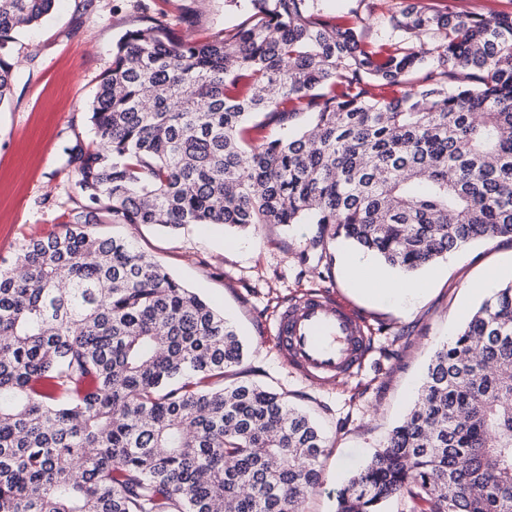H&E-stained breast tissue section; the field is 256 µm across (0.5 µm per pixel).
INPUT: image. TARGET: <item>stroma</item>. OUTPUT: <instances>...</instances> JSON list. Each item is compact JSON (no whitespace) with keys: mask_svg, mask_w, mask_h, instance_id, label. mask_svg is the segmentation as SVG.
<instances>
[{"mask_svg":"<svg viewBox=\"0 0 512 512\" xmlns=\"http://www.w3.org/2000/svg\"><path fill=\"white\" fill-rule=\"evenodd\" d=\"M246 19L233 0H58L49 19L18 35L11 95L0 104V267L12 265L26 240L66 222L76 199L69 151L92 139L86 104L119 37L161 21L173 38L202 40ZM96 231L128 238L223 311L246 349L227 382L249 379L282 393L322 428L323 484L308 495L306 512H336L337 488L402 423L435 351L483 301L471 283L490 272L496 286L512 282L505 238L474 242L422 268L415 278L423 293L397 302L365 295L348 273L352 245L314 224L176 232L100 224ZM307 291L347 303L371 338L364 366L328 385L301 378L275 347L274 309Z\"/></svg>","mask_w":512,"mask_h":512,"instance_id":"stroma-1","label":"stroma"}]
</instances>
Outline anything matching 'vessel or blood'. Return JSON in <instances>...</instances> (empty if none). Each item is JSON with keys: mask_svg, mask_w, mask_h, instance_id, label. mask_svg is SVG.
Listing matches in <instances>:
<instances>
[{"mask_svg": "<svg viewBox=\"0 0 512 512\" xmlns=\"http://www.w3.org/2000/svg\"><path fill=\"white\" fill-rule=\"evenodd\" d=\"M275 343L284 361L315 385L361 366L369 353L355 310L318 292L303 294L279 314Z\"/></svg>", "mask_w": 512, "mask_h": 512, "instance_id": "obj_1", "label": "vessel or blood"}]
</instances>
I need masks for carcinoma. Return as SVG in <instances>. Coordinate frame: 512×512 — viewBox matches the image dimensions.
<instances>
[{
  "label": "carcinoma",
  "instance_id": "1",
  "mask_svg": "<svg viewBox=\"0 0 512 512\" xmlns=\"http://www.w3.org/2000/svg\"><path fill=\"white\" fill-rule=\"evenodd\" d=\"M57 0H0V105L14 35ZM239 0L207 41L166 24L115 44L72 150L80 202L0 267V512H305L326 444L276 392L224 384L236 330L157 260L94 227L317 224L411 275L512 239V13L447 0ZM391 4V31L367 34ZM311 122L254 144L246 120ZM512 512V285L436 351L336 512ZM448 12L489 16L495 12H511L512 0H447Z\"/></svg>",
  "mask_w": 512,
  "mask_h": 512
}]
</instances>
